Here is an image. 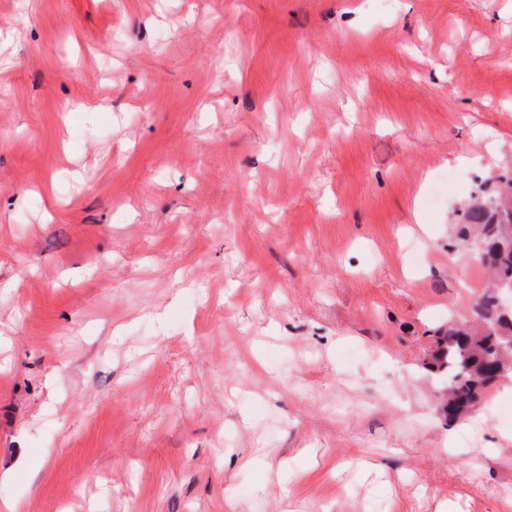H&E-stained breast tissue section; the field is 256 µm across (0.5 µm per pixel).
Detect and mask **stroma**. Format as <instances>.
Instances as JSON below:
<instances>
[{"mask_svg":"<svg viewBox=\"0 0 512 512\" xmlns=\"http://www.w3.org/2000/svg\"><path fill=\"white\" fill-rule=\"evenodd\" d=\"M510 174L512 0H0V512H512ZM500 190L475 198L457 224V239L473 246L491 275V289L474 305L471 323L439 331L436 347L424 363L446 377L442 415L448 423L467 416L497 380L512 375V314L499 309L495 286H512V179Z\"/></svg>","mask_w":512,"mask_h":512,"instance_id":"obj_1","label":"stroma"}]
</instances>
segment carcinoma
Returning a JSON list of instances; mask_svg holds the SVG:
<instances>
[{
	"label": "carcinoma",
	"instance_id": "1",
	"mask_svg": "<svg viewBox=\"0 0 512 512\" xmlns=\"http://www.w3.org/2000/svg\"><path fill=\"white\" fill-rule=\"evenodd\" d=\"M510 192L482 191L462 214L457 239L473 246L491 275L492 289L474 305L471 322L438 332L425 369L448 380L442 415L467 416L497 380L512 375V314L499 309L494 286H512V179Z\"/></svg>",
	"mask_w": 512,
	"mask_h": 512
}]
</instances>
